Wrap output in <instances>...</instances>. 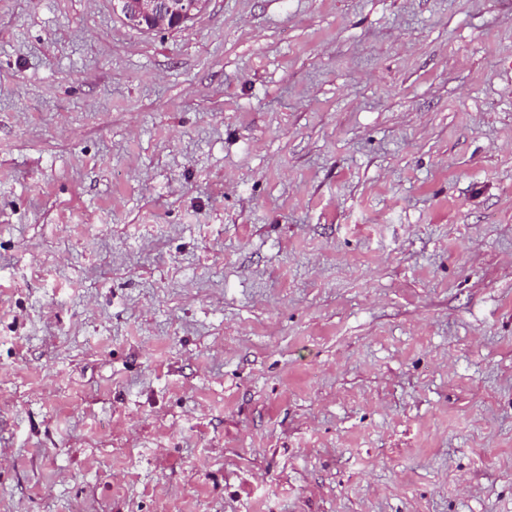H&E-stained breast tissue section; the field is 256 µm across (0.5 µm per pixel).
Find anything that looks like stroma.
<instances>
[{
    "label": "stroma",
    "instance_id": "1",
    "mask_svg": "<svg viewBox=\"0 0 512 512\" xmlns=\"http://www.w3.org/2000/svg\"><path fill=\"white\" fill-rule=\"evenodd\" d=\"M0 0V512H512V0ZM200 0H114V8L128 9L134 21L150 31L176 29L187 23L191 15L186 4H196Z\"/></svg>",
    "mask_w": 512,
    "mask_h": 512
}]
</instances>
